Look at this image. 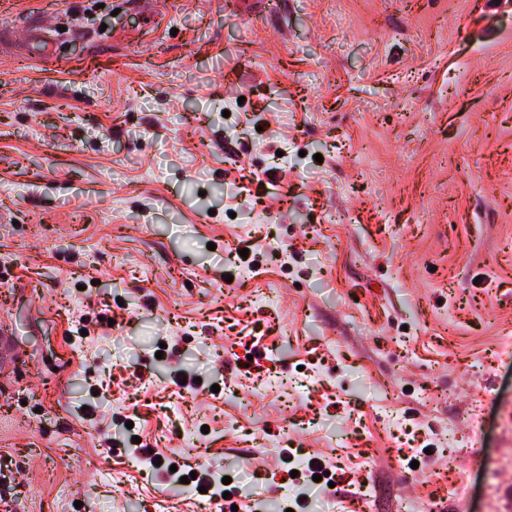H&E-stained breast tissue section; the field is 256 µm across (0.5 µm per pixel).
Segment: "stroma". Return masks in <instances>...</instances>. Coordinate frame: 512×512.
<instances>
[{"label": "stroma", "instance_id": "35a3bbf8", "mask_svg": "<svg viewBox=\"0 0 512 512\" xmlns=\"http://www.w3.org/2000/svg\"><path fill=\"white\" fill-rule=\"evenodd\" d=\"M92 3L0 0L5 512H512V0ZM24 53L31 59L49 58L55 53V43H51L46 33L33 25L29 26L23 39Z\"/></svg>", "mask_w": 512, "mask_h": 512}]
</instances>
